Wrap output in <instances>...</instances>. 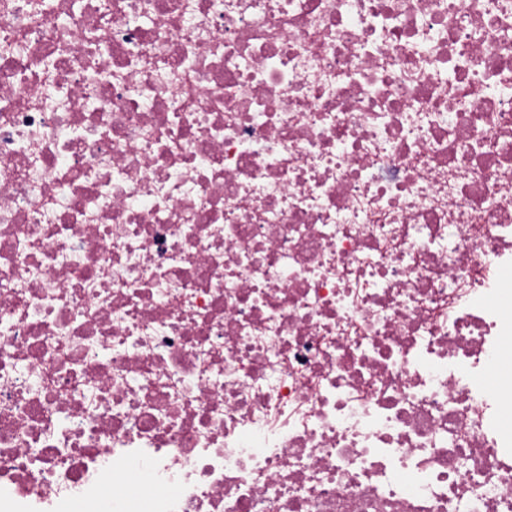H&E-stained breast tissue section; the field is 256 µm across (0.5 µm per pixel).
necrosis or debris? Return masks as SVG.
I'll return each mask as SVG.
<instances>
[{
	"instance_id": "obj_1",
	"label": "necrosis or debris",
	"mask_w": 512,
	"mask_h": 512,
	"mask_svg": "<svg viewBox=\"0 0 512 512\" xmlns=\"http://www.w3.org/2000/svg\"><path fill=\"white\" fill-rule=\"evenodd\" d=\"M512 0H0V512H512Z\"/></svg>"
}]
</instances>
